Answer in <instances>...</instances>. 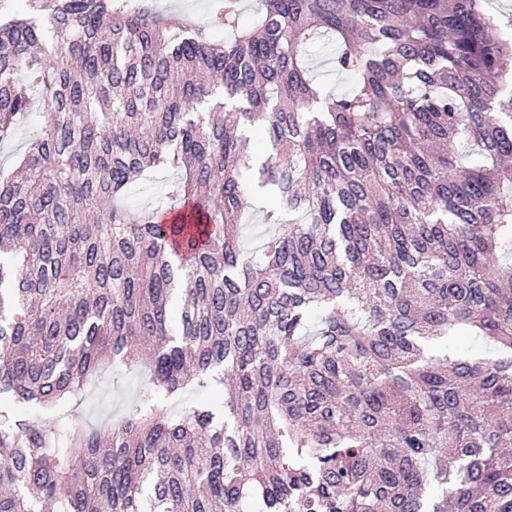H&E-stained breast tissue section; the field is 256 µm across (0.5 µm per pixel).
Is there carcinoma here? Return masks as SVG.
<instances>
[{
  "label": "carcinoma",
  "mask_w": 512,
  "mask_h": 512,
  "mask_svg": "<svg viewBox=\"0 0 512 512\" xmlns=\"http://www.w3.org/2000/svg\"><path fill=\"white\" fill-rule=\"evenodd\" d=\"M27 6L0 20V143L42 122L0 169V512H512V42L481 0ZM149 169L179 177L131 209ZM246 170L277 199L255 253ZM449 336L501 356L428 353ZM110 363L114 392L147 374L132 413L51 418ZM187 391L221 399L171 414ZM156 7L174 13L192 23L203 25L211 15L224 7V0H155ZM311 67L313 75L329 91L336 93L349 88L350 81L344 76L336 75L332 69L330 45H321L314 49L311 56Z\"/></svg>",
  "instance_id": "1"
}]
</instances>
